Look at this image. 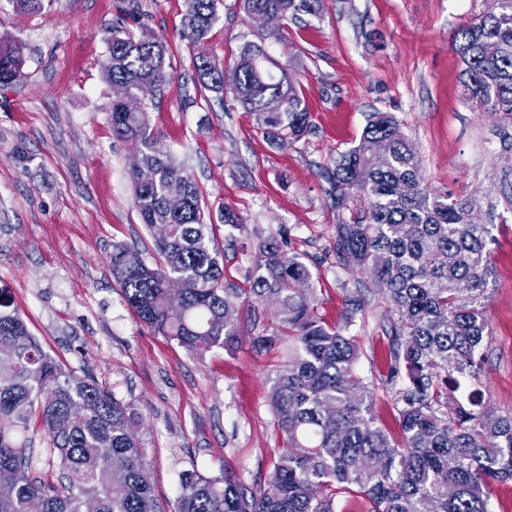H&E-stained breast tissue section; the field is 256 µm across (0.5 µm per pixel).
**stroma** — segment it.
I'll list each match as a JSON object with an SVG mask.
<instances>
[{
    "label": "stroma",
    "mask_w": 512,
    "mask_h": 512,
    "mask_svg": "<svg viewBox=\"0 0 512 512\" xmlns=\"http://www.w3.org/2000/svg\"><path fill=\"white\" fill-rule=\"evenodd\" d=\"M495 9L494 0H323L301 22L257 21L241 0H219L215 23L193 44L182 37L185 0H42L32 11L0 0V40L25 45L20 78L0 84V290L44 352L134 409L163 504H174L188 470L218 477L228 465L247 483L265 479L284 446L268 403L284 351L259 356L245 342L232 354L194 355L128 311L107 258L113 243L148 251L153 240L133 204V149L113 138L105 112L114 95L103 69L112 33L146 30L167 49L171 78L141 105L163 147L199 183L225 282L243 284L254 228L285 230L331 324L342 320L344 296L370 279L330 249L341 218L324 171L358 143L372 113H390L417 153L424 185L478 203L493 265L483 390L491 407L508 412L512 207L503 194L512 187L501 169L512 156L500 131L512 120L465 100L452 48L459 28ZM248 44L299 79L312 120L301 140L271 144L253 113L199 86L195 57L229 66ZM225 205L244 229L221 223ZM385 307L373 298L352 331L373 411L394 434Z\"/></svg>",
    "instance_id": "1"
}]
</instances>
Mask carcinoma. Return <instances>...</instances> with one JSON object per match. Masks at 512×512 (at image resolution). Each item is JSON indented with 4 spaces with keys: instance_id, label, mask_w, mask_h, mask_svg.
Instances as JSON below:
<instances>
[{
    "instance_id": "1",
    "label": "carcinoma",
    "mask_w": 512,
    "mask_h": 512,
    "mask_svg": "<svg viewBox=\"0 0 512 512\" xmlns=\"http://www.w3.org/2000/svg\"><path fill=\"white\" fill-rule=\"evenodd\" d=\"M248 16L315 14L321 0H242ZM463 26L455 41L466 100L512 116V0ZM183 37L202 40L218 0H186ZM165 47L147 33L112 35L104 72L138 96L170 79ZM22 46L0 42V83L17 79ZM260 45L230 67L195 60L199 85L231 94L274 144L311 129L300 89L276 75ZM112 135L133 146V200L154 242L155 264L112 244L109 267L124 302L144 326L187 351H234L242 327L258 354L287 344L268 399L285 446L267 481L248 485L231 468L219 478L183 474L167 510L148 481L146 450L129 407L88 377L47 355L0 293V512H337L352 491L366 512H492V486L512 482V412L485 402L480 380L491 330L485 316L491 252L475 200L429 190L399 124L374 112L358 142L325 169L331 206L350 212L336 225L334 251L367 272L372 287L344 299V322L318 313L302 257L278 235L255 231L245 287H224V251L205 221L196 181L161 145L145 108L108 107ZM184 204H166L169 183ZM382 297L391 325L388 384L398 424L392 436L372 414L362 355L350 332L371 299ZM274 316L265 315L266 306ZM30 431L43 433L35 452Z\"/></svg>"
}]
</instances>
